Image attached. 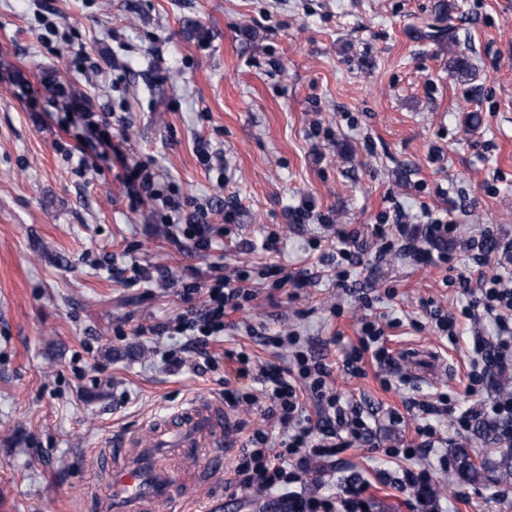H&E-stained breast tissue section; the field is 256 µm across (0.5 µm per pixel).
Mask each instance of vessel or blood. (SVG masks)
Returning a JSON list of instances; mask_svg holds the SVG:
<instances>
[{
	"label": "vessel or blood",
	"mask_w": 512,
	"mask_h": 512,
	"mask_svg": "<svg viewBox=\"0 0 512 512\" xmlns=\"http://www.w3.org/2000/svg\"><path fill=\"white\" fill-rule=\"evenodd\" d=\"M232 426V414L222 402L196 400L180 410L171 435H164L159 427L147 435L135 431L114 438L109 447L96 449L99 463L110 474L108 499L113 512H150L152 507L176 499L197 501L201 487L223 466V448L214 447L208 462L197 468L189 482L158 465L157 460L180 456L184 449L196 446L201 430Z\"/></svg>",
	"instance_id": "vessel-or-blood-1"
}]
</instances>
